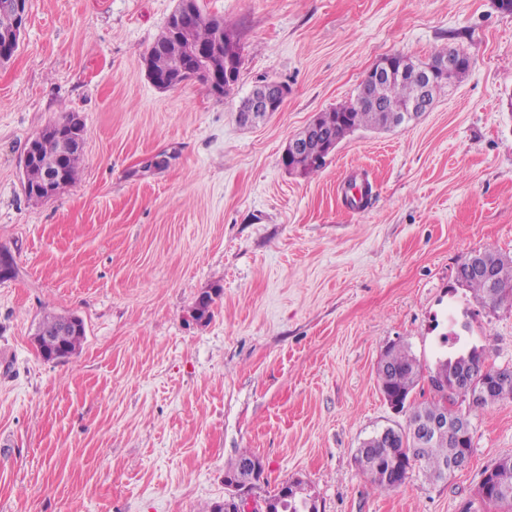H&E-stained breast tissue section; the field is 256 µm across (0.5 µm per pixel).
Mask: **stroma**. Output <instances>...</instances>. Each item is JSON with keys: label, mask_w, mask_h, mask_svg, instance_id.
Listing matches in <instances>:
<instances>
[{"label": "stroma", "mask_w": 512, "mask_h": 512, "mask_svg": "<svg viewBox=\"0 0 512 512\" xmlns=\"http://www.w3.org/2000/svg\"><path fill=\"white\" fill-rule=\"evenodd\" d=\"M242 48L224 97L161 90L144 58L177 0H27L0 65V512H204L251 450L254 512L299 480L319 512H501L478 487L512 457V400L480 409L466 468H413L382 492L362 442L406 425L379 389L385 348L424 371L443 339L512 369V310L457 279L475 251L512 256V12L498 0H199ZM473 64L428 112L346 136L318 172L289 140L355 98L368 71L444 47ZM281 111L242 123L262 81ZM85 125L79 177L28 200L22 159L46 127ZM211 316L196 319L203 292ZM85 324L47 362L46 312ZM80 326L81 329L78 331L72 330L68 332L66 336H57L50 345L46 346V348L51 351H59L61 353L62 360L70 358L81 349L85 338V325L81 319ZM253 458H256V456L251 452L245 450L240 456L237 458V460L230 466V468L226 471L225 476L230 477L231 475H239L241 476L243 480V487H247V489L250 491L256 482L260 480V477L262 475L263 470L260 469L258 472H256L254 475L252 473L242 470L239 471V465L244 464L246 462H251ZM252 464L246 463L245 468H251Z\"/></svg>", "instance_id": "35a3bbf8"}]
</instances>
